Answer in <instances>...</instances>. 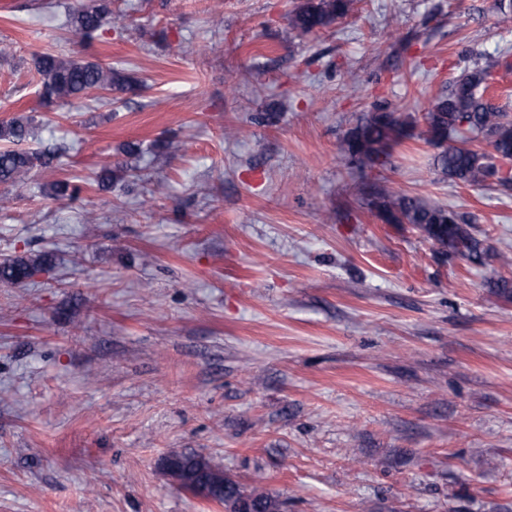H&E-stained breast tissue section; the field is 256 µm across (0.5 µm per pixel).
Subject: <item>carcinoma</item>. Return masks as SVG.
<instances>
[{
    "label": "carcinoma",
    "mask_w": 512,
    "mask_h": 512,
    "mask_svg": "<svg viewBox=\"0 0 512 512\" xmlns=\"http://www.w3.org/2000/svg\"><path fill=\"white\" fill-rule=\"evenodd\" d=\"M355 0H299L290 12V24L303 35L329 30L346 17ZM111 15L108 0H83L68 12L65 25L69 32L84 40L93 37ZM496 63L463 71L450 91L441 95L423 114L424 141L436 148L434 166L449 180L466 186L512 188V176H499L503 163L512 159V116L484 97L487 77ZM33 70L43 100L66 105L91 91L127 94L139 88V82L110 65L82 57L43 52L34 56ZM417 120L385 109L369 113L346 135L342 151L361 169L384 167L395 146L415 137ZM34 119L14 117L0 124V141L21 143L35 137ZM486 143L489 153L480 147ZM54 155L46 150H0V184L15 187L35 168L48 167ZM372 208L387 224H411L435 243L441 252L453 249L455 255L472 263L482 262L483 243L462 220L447 223L449 210L418 195L393 193L385 188L375 192ZM47 255L14 256L0 259V282L22 284L39 271L51 269ZM190 466H201L224 477L225 512H237L244 497L259 502L262 512H279V502L268 492L254 487L245 489L224 476L223 466L200 455H188Z\"/></svg>",
    "instance_id": "1"
}]
</instances>
